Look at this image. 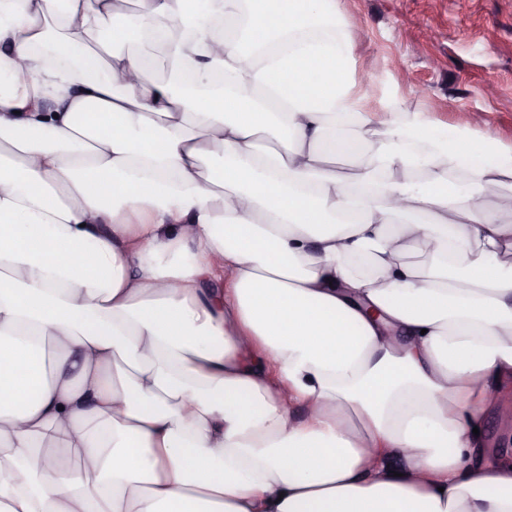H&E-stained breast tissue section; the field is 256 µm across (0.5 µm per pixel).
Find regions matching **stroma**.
<instances>
[{"label": "stroma", "mask_w": 512, "mask_h": 512, "mask_svg": "<svg viewBox=\"0 0 512 512\" xmlns=\"http://www.w3.org/2000/svg\"><path fill=\"white\" fill-rule=\"evenodd\" d=\"M360 24V59L396 85L408 112L465 124L480 114L512 143V0H345ZM494 86V96L483 93ZM488 448L512 462V389L482 424Z\"/></svg>", "instance_id": "1"}]
</instances>
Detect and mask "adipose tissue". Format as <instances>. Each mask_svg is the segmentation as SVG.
Here are the masks:
<instances>
[{
  "label": "adipose tissue",
  "instance_id": "1",
  "mask_svg": "<svg viewBox=\"0 0 512 512\" xmlns=\"http://www.w3.org/2000/svg\"><path fill=\"white\" fill-rule=\"evenodd\" d=\"M141 2L0 0V512H512V143L344 0ZM482 433L494 455L512 462V389L505 391L502 405L489 411L482 424Z\"/></svg>",
  "mask_w": 512,
  "mask_h": 512
}]
</instances>
